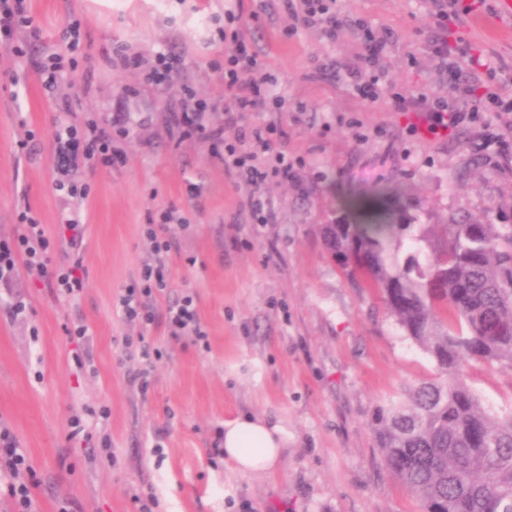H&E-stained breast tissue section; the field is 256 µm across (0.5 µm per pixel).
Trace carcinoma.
Instances as JSON below:
<instances>
[{
    "instance_id": "cac0c4a2",
    "label": "carcinoma",
    "mask_w": 512,
    "mask_h": 512,
    "mask_svg": "<svg viewBox=\"0 0 512 512\" xmlns=\"http://www.w3.org/2000/svg\"><path fill=\"white\" fill-rule=\"evenodd\" d=\"M368 224H328L333 253L354 256L390 315L440 371L377 410L385 465L422 512H512V410L486 411L463 370L468 360L512 367V225L450 222L426 262L400 263L391 243L414 227L402 206L358 199Z\"/></svg>"
}]
</instances>
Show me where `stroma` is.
<instances>
[{
    "instance_id": "35a3bbf8",
    "label": "stroma",
    "mask_w": 512,
    "mask_h": 512,
    "mask_svg": "<svg viewBox=\"0 0 512 512\" xmlns=\"http://www.w3.org/2000/svg\"><path fill=\"white\" fill-rule=\"evenodd\" d=\"M458 5L462 25L442 30L438 0H337L331 39L293 23L281 0H31L26 55L0 47V236L18 232L25 205L61 235L57 125L97 122L122 156L70 175L89 188L85 234L79 250L56 258L80 260V299L24 267L0 285V423L32 462L41 512H141L144 500L153 512H421L385 467L373 419L438 370L365 277L348 278L323 228L352 222L346 197L399 188L428 234L426 253L452 219L512 225V114L430 135L391 103L396 93L454 98L432 52L445 35L512 80V32L490 31L493 0ZM228 9L271 75V94L288 103L248 118L277 127V149L292 163L263 187L260 213L221 157L238 135L225 122L235 107L224 90ZM363 21L384 41L375 102L354 82ZM73 22L80 46L47 94L36 67L66 52ZM161 52L182 64L166 83L146 82ZM201 101L202 124L223 129V141L181 138L183 116ZM166 209L181 218L168 232L169 286L151 300L154 323L131 326L119 297L154 263L145 229ZM188 292L203 343L168 333L165 309ZM78 321L89 328L80 343L65 333ZM139 335L163 352L145 393L139 354L125 346ZM464 373L486 409H512V366L472 360ZM246 414L286 433L273 471L244 477L224 461L218 432Z\"/></svg>"
}]
</instances>
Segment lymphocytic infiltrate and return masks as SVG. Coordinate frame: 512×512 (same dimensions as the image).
Returning a JSON list of instances; mask_svg holds the SVG:
<instances>
[{
	"mask_svg": "<svg viewBox=\"0 0 512 512\" xmlns=\"http://www.w3.org/2000/svg\"><path fill=\"white\" fill-rule=\"evenodd\" d=\"M288 15L301 23L321 26L327 34L336 31V0H283ZM32 18L27 0H0V45L10 49L14 55H21L18 44L23 28L31 26ZM433 51L448 69V77L454 84L456 99L452 102L437 101L431 106L430 133H445L468 123L477 122L486 107L499 112H512V96L505 94L499 83L473 84L472 73L485 70L493 74V67L483 66L479 59L466 52L452 48L447 38H439ZM271 77L263 64L242 40L239 34H232L224 51V89L231 92L236 100V112L229 115V124H237L244 114L265 104V88ZM56 168L60 174L58 189L73 198L71 209L64 212L62 226L69 237L65 244L69 248L81 245L84 224L81 208L87 197L86 189L77 187L70 179L72 171L82 165H103L112 163V138L90 122L85 126H58L54 133ZM252 153L241 151L238 143L226 144L224 167L237 171L250 188V199L254 206H261V188L268 178L264 169L254 165ZM19 231L11 237H0V283H9L18 266L39 271L46 282L56 288L59 295L75 299L85 288L84 279L73 265L53 262L52 257L62 243L50 237L30 208H23L18 214ZM168 282L161 266L147 265L140 271L138 285L126 288L119 299L124 320L133 326L146 325L152 320L148 304L154 292L167 288ZM166 320L171 337L192 336L197 341L207 338L201 326L193 295H184L170 305ZM36 476L27 454L20 447L12 431L0 425V487L4 488L12 502L13 512H38L33 490Z\"/></svg>",
	"mask_w": 512,
	"mask_h": 512,
	"instance_id": "lymphocytic-infiltrate-1",
	"label": "lymphocytic infiltrate"
}]
</instances>
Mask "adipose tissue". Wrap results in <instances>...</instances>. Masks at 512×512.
I'll use <instances>...</instances> for the list:
<instances>
[{
    "instance_id": "obj_1",
    "label": "adipose tissue",
    "mask_w": 512,
    "mask_h": 512,
    "mask_svg": "<svg viewBox=\"0 0 512 512\" xmlns=\"http://www.w3.org/2000/svg\"><path fill=\"white\" fill-rule=\"evenodd\" d=\"M284 445V430L260 416L244 415L224 425V458L240 475L270 471Z\"/></svg>"
}]
</instances>
